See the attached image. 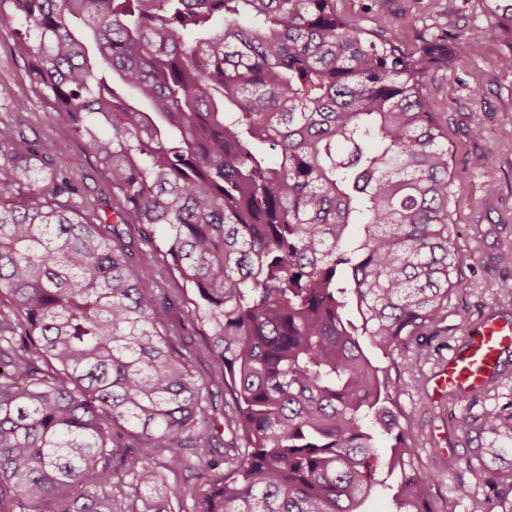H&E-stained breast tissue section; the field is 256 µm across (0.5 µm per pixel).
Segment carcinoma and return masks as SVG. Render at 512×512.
I'll use <instances>...</instances> for the list:
<instances>
[{"label": "carcinoma", "instance_id": "1", "mask_svg": "<svg viewBox=\"0 0 512 512\" xmlns=\"http://www.w3.org/2000/svg\"><path fill=\"white\" fill-rule=\"evenodd\" d=\"M488 8L512 41V0ZM22 23L24 82L117 206H86L0 124V512H173L152 457L117 476L116 428L204 461L193 512H361L380 488L432 512L401 379L362 339L392 361L448 316L453 177L424 95L440 46L406 53L336 0H0V28ZM122 225L160 232L194 289L227 441ZM452 425L492 438L455 494L511 491L512 402Z\"/></svg>", "mask_w": 512, "mask_h": 512}]
</instances>
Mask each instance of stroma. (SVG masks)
<instances>
[{"label":"stroma","instance_id":"obj_1","mask_svg":"<svg viewBox=\"0 0 512 512\" xmlns=\"http://www.w3.org/2000/svg\"><path fill=\"white\" fill-rule=\"evenodd\" d=\"M336 9L365 30L387 15L399 45L413 50L423 38H441L448 61L425 79L429 111L435 112L447 138L452 185L453 249L458 265L452 275L448 315L438 324V335L422 352L399 357L404 381L399 396L409 416L408 428L417 440L418 473L429 481L435 512H480L485 499L495 498V487H472L469 496H455V483L468 480L465 468L442 480H432L433 450H450L464 460L470 444L453 430L450 416L462 404L452 399L429 401L426 383L440 362L460 346L481 316L500 311L512 318V294L500 289L512 282V69L500 64L504 42L491 36L493 20L483 0H442L432 11L430 0H336ZM16 32L0 28V117L22 121L26 135L38 141L52 164L65 170L81 194L103 212L112 210V190L81 142L41 105L22 78L24 63L12 52ZM481 135H474V128ZM142 258L143 276L157 293L175 295L178 309L168 315L173 325L190 324L193 291L168 264L160 238L146 239L137 231L125 235ZM198 461L164 470L175 495L174 512H190L191 493L201 482Z\"/></svg>","mask_w":512,"mask_h":512}]
</instances>
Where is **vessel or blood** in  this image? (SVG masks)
Returning a JSON list of instances; mask_svg holds the SVG:
<instances>
[{
  "label": "vessel or blood",
  "instance_id": "1",
  "mask_svg": "<svg viewBox=\"0 0 512 512\" xmlns=\"http://www.w3.org/2000/svg\"><path fill=\"white\" fill-rule=\"evenodd\" d=\"M512 348V319L492 311L485 314L461 347L441 361L432 376L431 400L448 395L470 398L495 377L498 357Z\"/></svg>",
  "mask_w": 512,
  "mask_h": 512
}]
</instances>
